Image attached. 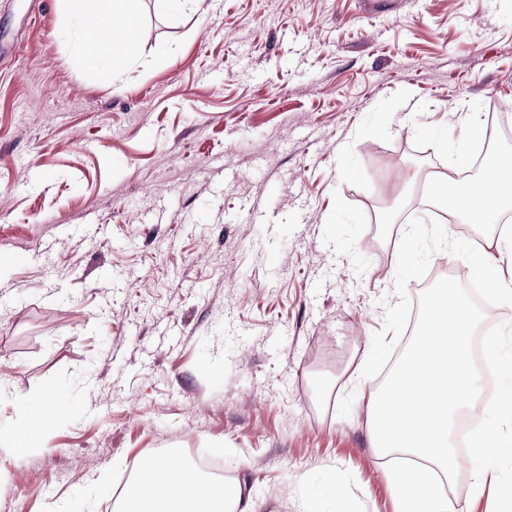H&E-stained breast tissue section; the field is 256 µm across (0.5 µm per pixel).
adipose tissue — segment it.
I'll return each instance as SVG.
<instances>
[{
	"instance_id": "1",
	"label": "adipose tissue",
	"mask_w": 512,
	"mask_h": 512,
	"mask_svg": "<svg viewBox=\"0 0 512 512\" xmlns=\"http://www.w3.org/2000/svg\"><path fill=\"white\" fill-rule=\"evenodd\" d=\"M88 6L95 30L82 39L79 52L111 60L122 67L137 51L136 27L141 0H71ZM431 203L468 224L492 225L512 210V165L489 163L476 179L431 183ZM124 512H256L240 487H227L190 473L173 479L168 464L141 462L124 490Z\"/></svg>"
}]
</instances>
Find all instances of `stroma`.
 Listing matches in <instances>:
<instances>
[{"instance_id":"1","label":"stroma","mask_w":512,"mask_h":512,"mask_svg":"<svg viewBox=\"0 0 512 512\" xmlns=\"http://www.w3.org/2000/svg\"><path fill=\"white\" fill-rule=\"evenodd\" d=\"M83 31L0 0V512H116L195 448L258 512H395L357 366L423 185L512 121V0H142L118 69ZM58 396L53 390H47L39 400L33 404L30 415L16 424L14 432L17 436L26 435L34 426L42 427L44 419L42 410L46 406H55L57 404Z\"/></svg>"}]
</instances>
